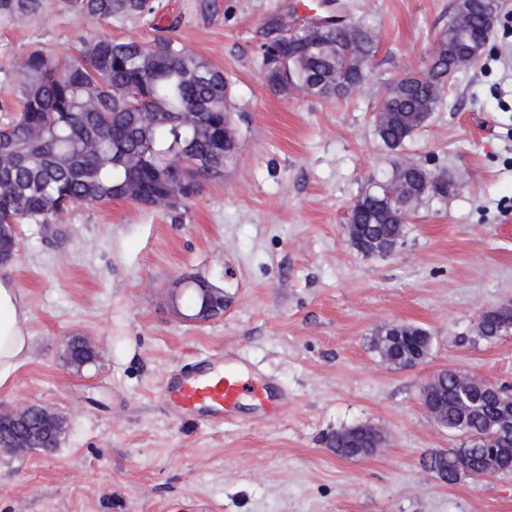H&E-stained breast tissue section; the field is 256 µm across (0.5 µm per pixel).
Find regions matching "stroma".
Instances as JSON below:
<instances>
[{
  "label": "stroma",
  "instance_id": "35a3bbf8",
  "mask_svg": "<svg viewBox=\"0 0 512 512\" xmlns=\"http://www.w3.org/2000/svg\"><path fill=\"white\" fill-rule=\"evenodd\" d=\"M343 2L377 51L359 94L333 102L275 96L260 70L265 22H294L316 0H156L154 15L109 23L45 0L37 17L0 18V105L32 47L72 55L82 36L147 42L161 28L230 77L242 144L223 180L178 208L115 201L18 225L17 255L0 268L24 295L32 344L0 410L50 407L67 429L51 454L0 449V512H512V475L448 485L423 467L461 440L421 399L446 369L512 386V335L475 336L482 310L512 300V10L495 51L455 74L446 107L391 151L373 108L392 79L423 67L454 0ZM405 159L455 189L417 208L393 255L363 257L348 210ZM189 275L223 289L222 315L173 316L171 291ZM391 322L428 330L415 368L371 348ZM73 335L98 353L79 372L59 360ZM218 356L270 377L284 408L171 420L157 398L166 375ZM354 425L383 430L386 444L337 456L327 437Z\"/></svg>",
  "mask_w": 512,
  "mask_h": 512
}]
</instances>
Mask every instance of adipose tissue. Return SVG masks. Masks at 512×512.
Here are the masks:
<instances>
[{
  "label": "adipose tissue",
  "instance_id": "ef3b65f1",
  "mask_svg": "<svg viewBox=\"0 0 512 512\" xmlns=\"http://www.w3.org/2000/svg\"><path fill=\"white\" fill-rule=\"evenodd\" d=\"M29 311L10 277L0 274V388L9 386L29 356Z\"/></svg>",
  "mask_w": 512,
  "mask_h": 512
}]
</instances>
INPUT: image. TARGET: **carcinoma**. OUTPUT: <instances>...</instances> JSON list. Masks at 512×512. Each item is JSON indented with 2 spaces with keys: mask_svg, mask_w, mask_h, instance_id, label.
Listing matches in <instances>:
<instances>
[{
  "mask_svg": "<svg viewBox=\"0 0 512 512\" xmlns=\"http://www.w3.org/2000/svg\"><path fill=\"white\" fill-rule=\"evenodd\" d=\"M44 0H0V17L39 15ZM77 14L97 22L151 15V0H70ZM490 5H475L457 31L436 39L429 64L417 76L390 82L378 106L389 116L376 127L382 144L396 150L423 128L444 103L448 82V41L462 54L476 42L492 38L486 15ZM260 68L267 89L284 94L292 87L326 101L346 100L364 85L367 72L346 62L347 55L372 59L376 44L360 23L327 25L309 36L272 17L259 46ZM15 107L0 125V242L18 245L16 225L25 221L58 224L74 205H104L128 199L138 190L137 204L147 209H175L199 194L202 180L220 181L240 146L224 140L225 100L232 83L224 71L180 41L156 36L149 46L134 40L96 37L80 41L78 56L60 57L42 48L30 50L17 64ZM418 185L411 209L448 199V180L421 163L394 166ZM392 191L390 177L373 180L356 197L347 223L361 238L391 243L395 224L385 215ZM512 326V313L491 314L478 338L492 341ZM371 347L387 364L399 368L424 360L431 337L424 328L404 325L394 346ZM61 358L81 371L95 361L82 336L67 339ZM425 403L437 409L436 423L463 439L458 448L428 454L425 469L454 484L512 474V438L487 446L472 436L498 425L512 412V391L482 380L461 394L460 373L445 370L433 379ZM66 419L34 441L50 454L58 447Z\"/></svg>",
  "mask_w": 512,
  "mask_h": 512,
  "instance_id": "obj_1",
  "label": "carcinoma"
}]
</instances>
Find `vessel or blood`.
Wrapping results in <instances>:
<instances>
[{"mask_svg":"<svg viewBox=\"0 0 512 512\" xmlns=\"http://www.w3.org/2000/svg\"><path fill=\"white\" fill-rule=\"evenodd\" d=\"M158 397L173 419L198 423L229 420L246 399L257 408L283 407L271 380L252 379L236 363L208 359L170 374Z\"/></svg>","mask_w":512,"mask_h":512,"instance_id":"b4317fda","label":"vessel or blood"}]
</instances>
